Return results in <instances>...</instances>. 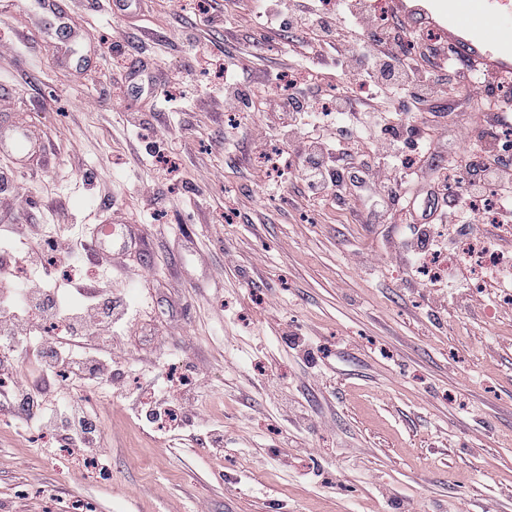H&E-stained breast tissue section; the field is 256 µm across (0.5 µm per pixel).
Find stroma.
<instances>
[{
	"mask_svg": "<svg viewBox=\"0 0 512 512\" xmlns=\"http://www.w3.org/2000/svg\"><path fill=\"white\" fill-rule=\"evenodd\" d=\"M155 0L147 19L84 0L93 81L40 42L27 0H0V122L33 117L58 145L37 181L18 169L14 224L81 237L120 208L114 248L140 277L113 278L129 305L116 328L123 390L66 383L48 399L96 413L98 459L0 405V512H512V305L504 283L474 287L467 263L432 280L405 256L409 220L386 194L309 196L278 183L250 137L260 112L217 118L228 56L255 55L261 82L302 65L309 36L243 17L235 36ZM126 33L121 49L112 31ZM208 54L191 55L190 38ZM145 58L157 106L112 74ZM315 106L350 91L347 70L304 69ZM432 141L437 166L491 143L485 94L445 81L444 116L387 96ZM175 160V178L165 177ZM154 185L141 196L143 183ZM199 373L198 423L149 418L169 374Z\"/></svg>",
	"mask_w": 512,
	"mask_h": 512,
	"instance_id": "stroma-1",
	"label": "stroma"
}]
</instances>
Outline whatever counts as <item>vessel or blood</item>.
I'll return each instance as SVG.
<instances>
[{
	"instance_id": "vessel-or-blood-1",
	"label": "vessel or blood",
	"mask_w": 512,
	"mask_h": 512,
	"mask_svg": "<svg viewBox=\"0 0 512 512\" xmlns=\"http://www.w3.org/2000/svg\"><path fill=\"white\" fill-rule=\"evenodd\" d=\"M498 0H448V32L456 49L464 55L512 73V20L496 10ZM45 33L62 28L61 0H32ZM33 129L23 123L0 126V153L17 156L24 161L37 155Z\"/></svg>"
}]
</instances>
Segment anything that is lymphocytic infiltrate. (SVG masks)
<instances>
[{
  "label": "lymphocytic infiltrate",
  "instance_id": "1",
  "mask_svg": "<svg viewBox=\"0 0 512 512\" xmlns=\"http://www.w3.org/2000/svg\"><path fill=\"white\" fill-rule=\"evenodd\" d=\"M248 16L269 30L286 26L303 34L315 33L317 45L325 50L327 57L348 68L355 80L379 90L393 94L409 90L419 102L429 101L438 92L431 71H419L414 57L403 52L412 38L403 20L379 25L376 15L352 4L351 0H342L336 12L318 9L314 0H252ZM341 18L347 20L350 35H343L338 28L337 21ZM356 30L370 31V41L354 39L352 33ZM426 50L433 69L452 73L456 83L486 91L493 89L494 80L487 71L477 69L473 61L457 52L446 51L442 42L427 45ZM231 71L236 75L235 80L225 84L223 95L207 101L206 109L215 113L237 112L250 98L252 89L246 78L253 71L251 55L243 53L235 57ZM312 109L310 99L297 92L273 95L263 107L271 118L288 119L294 136L286 155L297 161L294 177L312 192L322 193L341 186L343 177L336 170L337 164L346 162L370 143L382 161L365 169L361 185L374 192H386L401 176L412 186L427 184V203L419 213L421 221L431 217L439 224L458 223L457 205L447 201L440 174L423 166L431 155L430 140H402L393 124L392 111L375 115L370 104L357 102L345 92L333 96L330 106L321 112L324 119L336 121L337 136L324 140L311 138L301 128L306 112ZM451 167L458 186L471 199L482 197L487 185L512 183V165L507 163L490 166L467 158L452 161ZM421 221L407 226L410 234L417 237L413 250L417 257L425 254L428 247ZM6 230L18 249L0 256V269L10 271L22 263L32 274L14 282L0 296V343L13 356L32 354L36 368L44 375L62 376L73 383L92 379L112 384L111 365L93 360L87 349L92 342L111 345L112 326L124 313V305L112 292L88 287L82 276L56 278L47 262L53 259L78 268L89 258L98 265L121 269L129 279L135 278V271L114 255L95 250L92 238H78L64 228L38 232L30 224H10ZM35 315L45 322L66 323V336L36 333L30 322ZM10 399L19 402L25 412L62 429L69 447L81 455L91 458L100 452L99 432L81 407H35L23 380L14 376L0 390V401Z\"/></svg>",
  "mask_w": 512,
  "mask_h": 512
}]
</instances>
